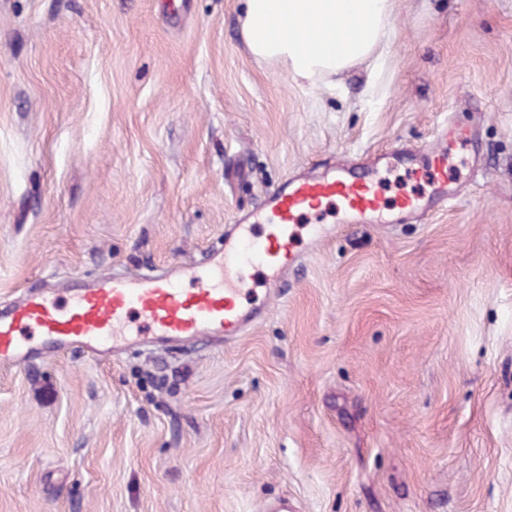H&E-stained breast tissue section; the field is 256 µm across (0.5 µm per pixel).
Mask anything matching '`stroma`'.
<instances>
[{"instance_id": "obj_1", "label": "stroma", "mask_w": 512, "mask_h": 512, "mask_svg": "<svg viewBox=\"0 0 512 512\" xmlns=\"http://www.w3.org/2000/svg\"><path fill=\"white\" fill-rule=\"evenodd\" d=\"M243 0H0V304L201 262L289 176L476 128L458 194L335 227L229 345L0 368V512H512V0H396L379 69Z\"/></svg>"}]
</instances>
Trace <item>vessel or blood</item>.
<instances>
[{"instance_id":"b4317fda","label":"vessel or blood","mask_w":512,"mask_h":512,"mask_svg":"<svg viewBox=\"0 0 512 512\" xmlns=\"http://www.w3.org/2000/svg\"><path fill=\"white\" fill-rule=\"evenodd\" d=\"M474 139L466 130L441 133L426 152L427 167L413 172L427 181L426 193H404L387 203L382 166L358 168L347 161L320 177L288 179L268 193L250 218L227 227L205 265L106 275L63 296L27 290L0 308V366L22 364L45 348L95 354L103 344L118 351L232 341L262 319L283 280L302 264L305 247L326 237V218L375 224L390 205L410 214L447 203L448 148Z\"/></svg>"}]
</instances>
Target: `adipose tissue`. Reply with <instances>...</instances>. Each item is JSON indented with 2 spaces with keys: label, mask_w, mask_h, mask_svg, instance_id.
<instances>
[{
  "label": "adipose tissue",
  "mask_w": 512,
  "mask_h": 512,
  "mask_svg": "<svg viewBox=\"0 0 512 512\" xmlns=\"http://www.w3.org/2000/svg\"><path fill=\"white\" fill-rule=\"evenodd\" d=\"M395 0H245L241 34L260 59L320 81L361 63H381Z\"/></svg>",
  "instance_id": "ef3b65f1"
}]
</instances>
